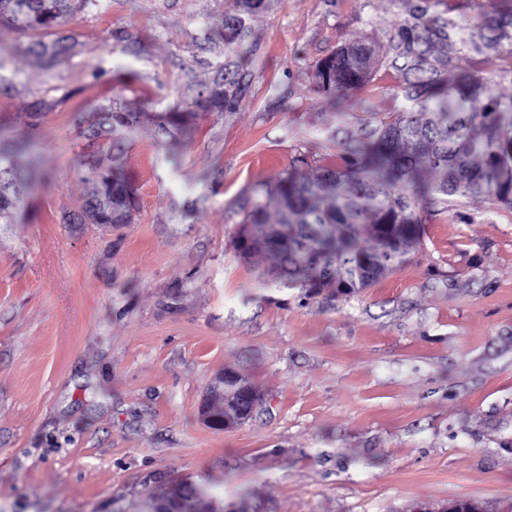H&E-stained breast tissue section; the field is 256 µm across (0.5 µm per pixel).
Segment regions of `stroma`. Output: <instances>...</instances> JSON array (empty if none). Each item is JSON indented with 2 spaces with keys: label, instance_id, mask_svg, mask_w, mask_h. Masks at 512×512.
<instances>
[{
  "label": "stroma",
  "instance_id": "obj_1",
  "mask_svg": "<svg viewBox=\"0 0 512 512\" xmlns=\"http://www.w3.org/2000/svg\"><path fill=\"white\" fill-rule=\"evenodd\" d=\"M76 0L0 25V151L21 184L0 224V512H141L192 480L221 512H512V206L422 209L410 261L347 297L268 278L236 234L256 192L333 165L348 137L461 78L512 98V0ZM428 36L423 64L403 47ZM359 42L341 104L317 64ZM48 53H41V46ZM233 79L234 106L197 101ZM190 112L162 132L157 117ZM144 120L121 152L127 224L83 222L104 109ZM231 367L263 405L207 426Z\"/></svg>",
  "mask_w": 512,
  "mask_h": 512
}]
</instances>
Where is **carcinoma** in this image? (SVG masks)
Wrapping results in <instances>:
<instances>
[{"instance_id":"carcinoma-1","label":"carcinoma","mask_w":512,"mask_h":512,"mask_svg":"<svg viewBox=\"0 0 512 512\" xmlns=\"http://www.w3.org/2000/svg\"><path fill=\"white\" fill-rule=\"evenodd\" d=\"M68 0H0V22L32 28L56 17ZM374 51L350 44L316 67L315 90L342 99L369 75ZM472 95L437 93L419 102L417 114L380 120L368 140L348 144L341 163L322 166L311 177L285 174L263 189L237 232L235 246L249 259L275 257L274 280L296 281L306 292L347 296L370 286L409 259L422 237L419 211L423 170L442 174L429 193L486 196L512 205V101L490 97L475 106ZM141 123V113L110 111L92 137L99 150L119 148ZM83 180L89 196L112 199L130 222L135 203L132 183L118 166L87 165ZM18 200L13 161L0 156V219ZM250 384L224 369V393L211 414L231 424L246 418L249 404L240 389ZM186 499L192 512H213L204 491L188 483L165 501Z\"/></svg>"}]
</instances>
